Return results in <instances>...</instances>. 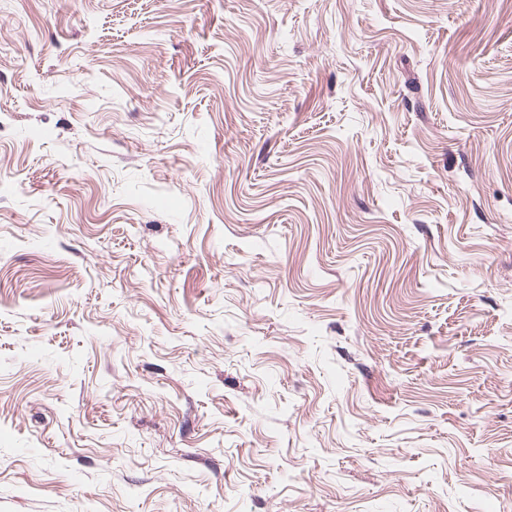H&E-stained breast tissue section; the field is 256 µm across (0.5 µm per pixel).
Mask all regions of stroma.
Wrapping results in <instances>:
<instances>
[{
	"mask_svg": "<svg viewBox=\"0 0 512 512\" xmlns=\"http://www.w3.org/2000/svg\"><path fill=\"white\" fill-rule=\"evenodd\" d=\"M0 512H512V0H0Z\"/></svg>",
	"mask_w": 512,
	"mask_h": 512,
	"instance_id": "1",
	"label": "stroma"
}]
</instances>
